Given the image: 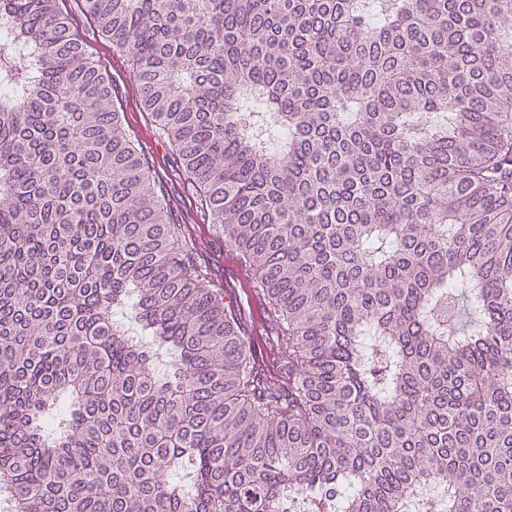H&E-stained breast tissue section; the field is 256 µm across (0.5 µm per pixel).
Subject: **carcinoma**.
Here are the masks:
<instances>
[{
	"label": "carcinoma",
	"mask_w": 512,
	"mask_h": 512,
	"mask_svg": "<svg viewBox=\"0 0 512 512\" xmlns=\"http://www.w3.org/2000/svg\"><path fill=\"white\" fill-rule=\"evenodd\" d=\"M63 2L0 0L12 506L512 512V0H86L267 364ZM66 9L73 31L78 34L87 52L111 72L112 98L119 112H124L126 134L138 144L162 190L173 200L174 222L188 225L191 234L201 245V263L211 269L215 280L224 284V290L233 288L238 291V304L246 309L247 315L250 309L254 314L245 292L256 288L253 271L245 267L236 252L224 243L220 225L210 224L201 214L195 190L181 170L170 142L156 130L140 106L138 85L127 58L119 52H112V42L90 21L84 0H69ZM236 267L245 274L244 277L235 274Z\"/></svg>",
	"instance_id": "carcinoma-1"
}]
</instances>
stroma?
<instances>
[{"label":"stroma","instance_id":"stroma-1","mask_svg":"<svg viewBox=\"0 0 512 512\" xmlns=\"http://www.w3.org/2000/svg\"><path fill=\"white\" fill-rule=\"evenodd\" d=\"M66 9L87 52L111 72L112 98L124 114L125 131L138 144L163 191L172 199L174 221L188 226L201 246L200 261L210 268L214 279L222 282L225 288L237 290L239 305L251 309L247 292L254 288L255 276L250 271L236 275L235 269L240 265L236 252L225 244L220 225L210 223L201 214L196 193L181 170L167 137L156 130L142 110L135 74L127 58L114 52L111 41L90 21L84 0H68Z\"/></svg>","mask_w":512,"mask_h":512}]
</instances>
